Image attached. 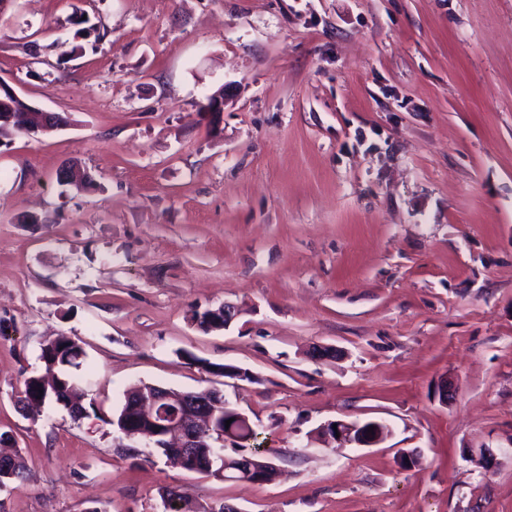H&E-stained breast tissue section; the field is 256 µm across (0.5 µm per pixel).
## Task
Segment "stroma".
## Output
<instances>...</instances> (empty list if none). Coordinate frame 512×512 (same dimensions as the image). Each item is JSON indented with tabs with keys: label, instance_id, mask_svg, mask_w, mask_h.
<instances>
[{
	"label": "stroma",
	"instance_id": "stroma-1",
	"mask_svg": "<svg viewBox=\"0 0 512 512\" xmlns=\"http://www.w3.org/2000/svg\"><path fill=\"white\" fill-rule=\"evenodd\" d=\"M0 80L65 119L0 147V433L27 458L0 512H153L167 486L239 512H512V0H0ZM61 335L104 411L140 383L218 389L280 477L29 414ZM335 420L391 433L339 448Z\"/></svg>",
	"mask_w": 512,
	"mask_h": 512
}]
</instances>
